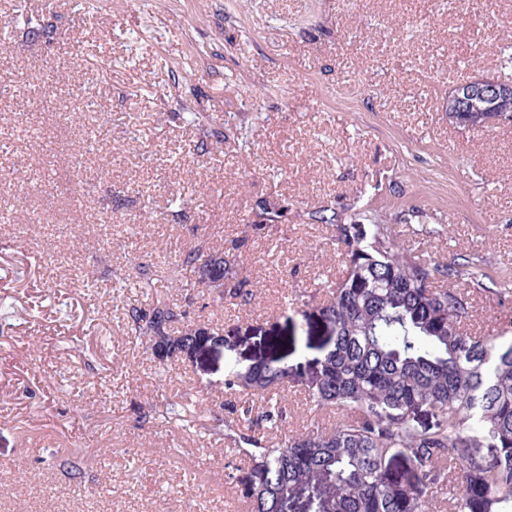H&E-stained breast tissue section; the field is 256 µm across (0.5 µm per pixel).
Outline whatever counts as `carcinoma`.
Here are the masks:
<instances>
[{
  "label": "carcinoma",
  "instance_id": "carcinoma-1",
  "mask_svg": "<svg viewBox=\"0 0 512 512\" xmlns=\"http://www.w3.org/2000/svg\"><path fill=\"white\" fill-rule=\"evenodd\" d=\"M198 127L203 153L226 140L221 130ZM287 211L261 201L251 227L276 229ZM310 220L335 227L330 244L341 246L346 264L342 279L326 282L318 309L329 329L323 357L307 373L280 357L231 369L224 388L278 395L300 382L314 409L342 418L273 441L257 430L283 422L278 403L255 417L248 407L220 403L230 414L219 419L224 440L251 463V512H301L304 496L318 512H432L426 487L452 470L464 482L454 485L450 512H512V338L471 334L468 296L434 287L464 275L462 264L415 261L370 209L341 224L327 206ZM239 249L234 243L213 254L202 241L178 252L175 264L205 270L222 300L247 306L257 284L243 275ZM125 315L134 336L171 356L198 343L177 303L132 305ZM175 324L182 329L173 337ZM424 407L428 425L415 420ZM397 458L409 469L391 467Z\"/></svg>",
  "mask_w": 512,
  "mask_h": 512
}]
</instances>
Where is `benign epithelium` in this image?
Instances as JSON below:
<instances>
[{"instance_id":"benign-epithelium-1","label":"benign epithelium","mask_w":512,"mask_h":512,"mask_svg":"<svg viewBox=\"0 0 512 512\" xmlns=\"http://www.w3.org/2000/svg\"><path fill=\"white\" fill-rule=\"evenodd\" d=\"M512 102V83L494 78L467 81L448 94L445 111L455 124L467 129L488 130L511 121L496 107Z\"/></svg>"}]
</instances>
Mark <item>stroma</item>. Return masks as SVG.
<instances>
[{"label": "stroma", "instance_id": "1", "mask_svg": "<svg viewBox=\"0 0 512 512\" xmlns=\"http://www.w3.org/2000/svg\"><path fill=\"white\" fill-rule=\"evenodd\" d=\"M510 45L512 0H0V512H250L251 467L212 427L227 368L265 359L270 337L296 329L288 363L323 355L306 330L344 262L309 218L321 207L375 209L417 261L468 263L483 275L459 283L471 333L512 336V294L497 293L512 279V123L469 131L443 110L461 83L512 82ZM44 83L55 99L30 108ZM192 112L238 138L198 152ZM263 199L287 203L285 233L247 226ZM199 237L242 240L250 306H217L176 271ZM132 266L151 286L131 278L125 301L188 300L200 348L164 357L129 334L113 287ZM180 394L189 421H142ZM285 406L286 432L336 421L301 385Z\"/></svg>", "mask_w": 512, "mask_h": 512}]
</instances>
